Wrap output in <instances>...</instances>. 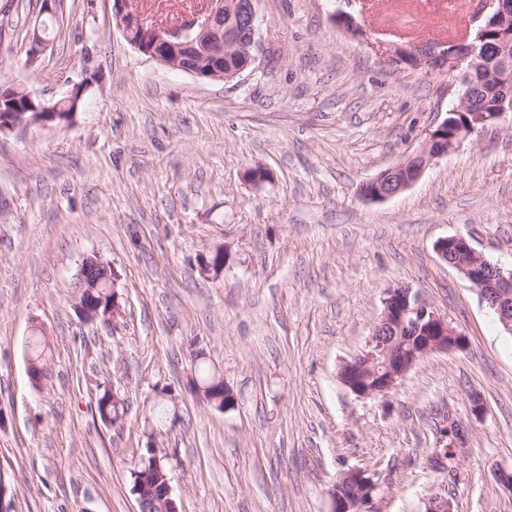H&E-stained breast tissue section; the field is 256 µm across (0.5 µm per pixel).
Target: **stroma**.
<instances>
[{
	"instance_id": "35a3bbf8",
	"label": "stroma",
	"mask_w": 512,
	"mask_h": 512,
	"mask_svg": "<svg viewBox=\"0 0 512 512\" xmlns=\"http://www.w3.org/2000/svg\"><path fill=\"white\" fill-rule=\"evenodd\" d=\"M259 0V73L201 81L135 50L110 0H0V84L64 95L95 83L70 123L0 134V482L5 512H139L131 473L167 455L179 512H330L339 471L364 470L373 512H512V334L434 250L466 236L512 266V122L428 164L408 189L361 187L420 151L455 97L448 72L397 66L396 42L474 36L476 11L444 18L406 0ZM347 10L366 30L348 32ZM48 46L25 64L34 25ZM266 169L256 185L244 172ZM228 248L223 274L201 261ZM101 255L121 305L86 321L76 273ZM406 285L467 337L419 358L386 397L339 379L388 289ZM50 345L33 382L27 342ZM233 390L210 407L191 354ZM127 412L101 421L104 390ZM483 402L470 414L471 394ZM158 402L176 419L152 416ZM458 431L440 436L448 421ZM455 456L436 467L434 449Z\"/></svg>"
}]
</instances>
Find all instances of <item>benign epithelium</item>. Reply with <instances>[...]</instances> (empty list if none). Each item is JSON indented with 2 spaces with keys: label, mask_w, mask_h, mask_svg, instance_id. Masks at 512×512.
Returning a JSON list of instances; mask_svg holds the SVG:
<instances>
[{
  "label": "benign epithelium",
  "mask_w": 512,
  "mask_h": 512,
  "mask_svg": "<svg viewBox=\"0 0 512 512\" xmlns=\"http://www.w3.org/2000/svg\"><path fill=\"white\" fill-rule=\"evenodd\" d=\"M227 0H205L204 5L188 15L178 25H158L149 22L132 0H112V22L122 31L127 42L141 54L175 70L194 77L211 80H232L255 65L259 50L262 18L257 0H235L237 26L224 28V5ZM491 15L476 30L471 40L462 39L448 44L429 42L413 47L394 46V59L399 63L434 65L448 68V90H453L455 71L468 61L464 77L471 83L482 84L485 74L498 79V110L489 118L476 117L474 122L461 125L446 134L448 121H443L430 134L421 151L391 167L381 176L367 182L365 197L371 200L391 198L411 186L422 175L428 163L447 155L472 136L498 125L512 116V56L506 52L512 43V0H484ZM495 29L503 51L487 63L490 46L488 33ZM245 50L246 63L224 72L228 50ZM203 54L210 57L211 68L201 73L181 65V60H193ZM12 99L11 91L0 86V132L32 125L53 123L61 116L60 108L40 100L31 115L4 108ZM434 249L477 289L482 301L493 311L505 330L512 333V268L507 269L487 260L459 234L436 241ZM466 336L448 318L428 307L418 293L406 286L389 289L383 299V309L365 345L340 369L339 377L353 394L361 398L387 395L410 367L422 356L465 346ZM374 484L361 469L349 468L336 479L331 497L332 512H369ZM425 512H453L448 497L431 495Z\"/></svg>",
  "instance_id": "7a95c632"
}]
</instances>
